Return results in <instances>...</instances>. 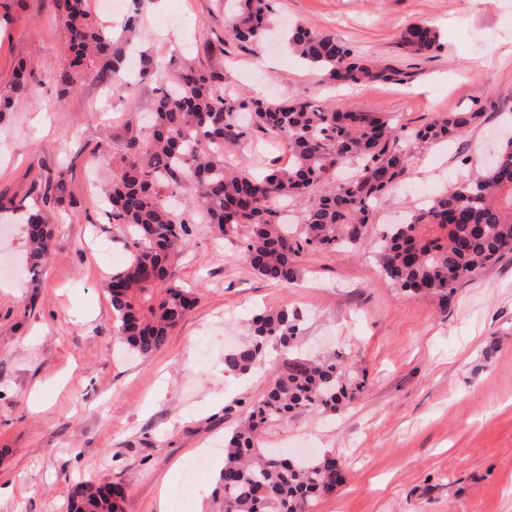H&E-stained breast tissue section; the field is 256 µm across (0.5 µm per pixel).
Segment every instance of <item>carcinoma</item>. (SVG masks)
<instances>
[{"mask_svg": "<svg viewBox=\"0 0 512 512\" xmlns=\"http://www.w3.org/2000/svg\"><path fill=\"white\" fill-rule=\"evenodd\" d=\"M225 25L227 39L258 43L273 10L272 0H234ZM68 31L57 95L78 86L85 71L107 77L118 73L121 58L112 31L100 26L87 0H55ZM399 44L414 54L440 48V33L427 23H410ZM288 45L309 66L338 84H366L391 79L389 68L358 57L340 39L308 26L293 27ZM143 73L155 80L152 123L141 139L133 137L119 160V174L106 198L107 213L124 224L132 251L112 275L107 289L117 320V334L141 360L160 351L185 320L194 298L178 278L179 246L190 234L187 219L166 201L167 194L190 187L184 211L199 213L226 236L243 235L242 253L260 277L284 286L298 278V258L305 251H334L363 246L373 223L374 202L406 176L411 156L390 119L334 104L303 99L268 102L224 91V75L192 59L178 67L163 56L144 61ZM34 75L24 67L13 73L12 95L0 98V119L12 100L31 93ZM479 116L446 112L418 128L421 143L456 139ZM268 141H288V165L260 175L238 170L224 152L251 131ZM349 162L356 173L342 179ZM27 209L26 270L36 280L56 242L52 216L74 207L62 171L34 179ZM310 198L296 231L284 224L278 203ZM512 251V138L477 174L431 197L402 224L378 234L377 262L384 278L408 293H431L446 300L457 285ZM300 326L284 308L254 315L245 342L224 350V371L248 376L266 362L267 350L294 349ZM362 383L351 366L336 358H292L272 380L246 418L224 437V465L216 494L220 512H311L317 500L344 480L343 464L326 454L300 463L263 448L261 438L275 422L298 410L336 412L352 402ZM123 490L86 481L76 485L67 512H122Z\"/></svg>", "mask_w": 512, "mask_h": 512, "instance_id": "obj_1", "label": "carcinoma"}]
</instances>
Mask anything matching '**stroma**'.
<instances>
[{"instance_id":"35a3bbf8","label":"stroma","mask_w":512,"mask_h":512,"mask_svg":"<svg viewBox=\"0 0 512 512\" xmlns=\"http://www.w3.org/2000/svg\"><path fill=\"white\" fill-rule=\"evenodd\" d=\"M89 0L122 40L118 79L86 72L57 99L68 33L54 0L17 11L0 0V92L25 64L38 94L0 119V195L24 198L34 178L67 170L78 207L59 208L56 249L38 286L23 266V211L0 214V512H66L82 481L124 489L123 512H218L213 489L224 435L243 420L289 356L346 357L362 384L333 416L302 410L270 428L266 447L296 458L337 456L347 479L313 512H512V252L463 280L448 300L410 295L383 277L371 247L303 253L290 286L259 277L239 237L196 224L178 275L196 303L149 360L118 343L106 284L130 252L124 225L100 199L131 137L147 131L156 84L145 59H194L224 75L227 92L273 101L335 102L389 117L405 131L437 113L477 120L454 143L405 141L403 184L380 198L370 234L406 219L422 195L469 176L512 137V0H273L263 46L218 45L224 0ZM304 22L356 54L395 70L392 80L327 82L281 42ZM435 25L441 47L425 56L398 43L410 23ZM105 143V153L95 150ZM229 163L249 171L288 162V143L242 141ZM300 317L292 355L267 352L266 369L224 370V351L246 335L255 310ZM209 454L197 490L181 497L186 465Z\"/></svg>"}]
</instances>
